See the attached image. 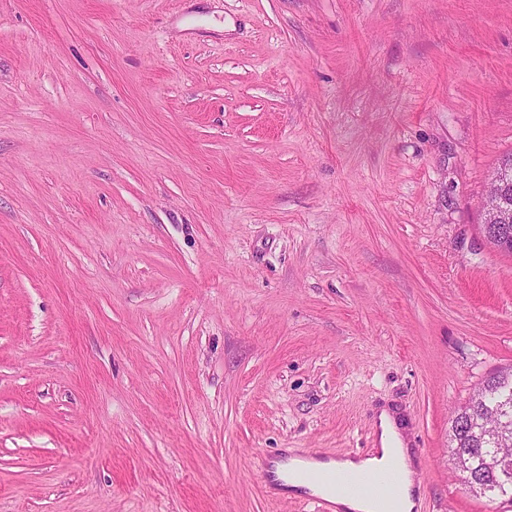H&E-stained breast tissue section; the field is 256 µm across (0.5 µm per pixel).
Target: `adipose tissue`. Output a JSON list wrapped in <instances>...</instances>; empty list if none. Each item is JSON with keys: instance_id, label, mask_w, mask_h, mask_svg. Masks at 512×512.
Returning a JSON list of instances; mask_svg holds the SVG:
<instances>
[{"instance_id": "adipose-tissue-1", "label": "adipose tissue", "mask_w": 512, "mask_h": 512, "mask_svg": "<svg viewBox=\"0 0 512 512\" xmlns=\"http://www.w3.org/2000/svg\"><path fill=\"white\" fill-rule=\"evenodd\" d=\"M378 427L379 446L370 455L332 459L305 454L295 449L290 450L288 455V477L283 485L284 491L317 495L321 492L320 487L307 482L303 477L304 471L360 472L373 470L382 467L393 457L398 459L405 475H412L414 458L405 446L401 426L395 415L386 410L382 411L378 417Z\"/></svg>"}]
</instances>
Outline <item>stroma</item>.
<instances>
[{"mask_svg": "<svg viewBox=\"0 0 512 512\" xmlns=\"http://www.w3.org/2000/svg\"><path fill=\"white\" fill-rule=\"evenodd\" d=\"M512 0H0V512H316L512 367ZM512 191V161L503 163L497 175L491 176L487 186L486 210L487 221L482 225L486 238L502 243L512 238V211L510 206ZM492 197L490 198V193ZM378 427L379 448H376L373 454L370 453L366 456L332 459L305 454L294 448L288 449V479H286L284 485L278 487V490L282 492H307L308 495L322 496H311L312 502L318 505V511L321 512L331 510L328 508L327 500L333 503L336 512H379L381 508L376 501L341 492L331 494L307 482L298 470L345 471L338 473L330 471L311 475L310 478L333 491L336 488L352 494L361 493V491H375V497L380 498L387 507H392L402 476L398 469L389 465L383 469H373L382 467L391 459V456L395 455L407 477L399 509L402 512H413L417 507L418 496V488H414L412 479L414 458L410 453V448H405L399 421L391 412L384 410L379 414ZM365 470L372 471L348 473Z\"/></svg>", "mask_w": 512, "mask_h": 512, "instance_id": "1", "label": "stroma"}]
</instances>
